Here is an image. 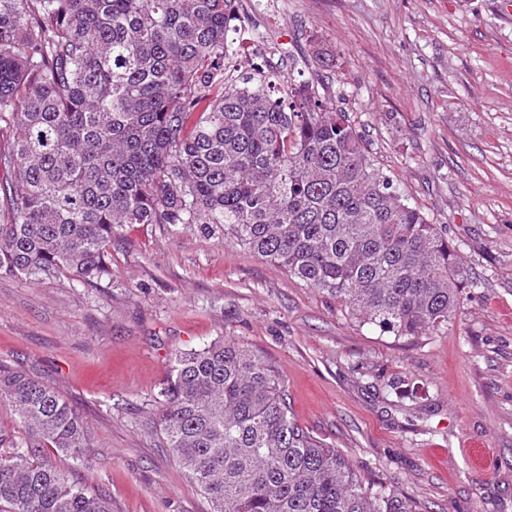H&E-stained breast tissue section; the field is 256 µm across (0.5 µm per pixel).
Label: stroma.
I'll list each match as a JSON object with an SVG mask.
<instances>
[{"label":"stroma","mask_w":512,"mask_h":512,"mask_svg":"<svg viewBox=\"0 0 512 512\" xmlns=\"http://www.w3.org/2000/svg\"><path fill=\"white\" fill-rule=\"evenodd\" d=\"M228 39L282 80L328 87L475 287L446 329L380 334L238 246L156 224L112 274L0 275V363L34 372L94 442L74 479L112 512H211L146 422L175 351L227 336L283 376L291 412L417 512H512V0H238ZM336 56L318 65L308 38ZM415 384L414 403L399 390Z\"/></svg>","instance_id":"35a3bbf8"}]
</instances>
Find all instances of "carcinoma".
<instances>
[{"mask_svg": "<svg viewBox=\"0 0 512 512\" xmlns=\"http://www.w3.org/2000/svg\"><path fill=\"white\" fill-rule=\"evenodd\" d=\"M237 20L235 0H0V275L98 281L124 226L161 224L239 246L383 335L438 333L477 287L455 247L330 96L256 63L227 75ZM0 406L27 445L0 464V512H112L44 456L94 461L55 388L0 365ZM150 427L212 512H416L303 429L278 369L226 337L174 353Z\"/></svg>", "mask_w": 512, "mask_h": 512, "instance_id": "1", "label": "carcinoma"}]
</instances>
